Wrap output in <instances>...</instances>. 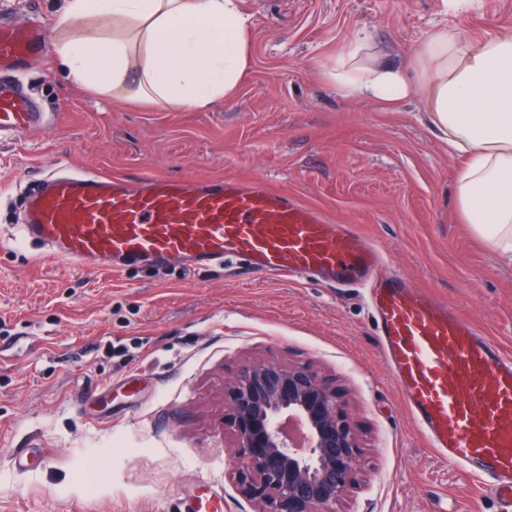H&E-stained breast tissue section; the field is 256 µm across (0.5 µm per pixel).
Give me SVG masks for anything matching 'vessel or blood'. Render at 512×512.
I'll return each instance as SVG.
<instances>
[{
    "label": "vessel or blood",
    "instance_id": "1",
    "mask_svg": "<svg viewBox=\"0 0 512 512\" xmlns=\"http://www.w3.org/2000/svg\"><path fill=\"white\" fill-rule=\"evenodd\" d=\"M48 53L40 20H0V138L44 125L22 76ZM10 235L84 269L242 259L269 275L364 286L384 359L430 448L512 512V352L405 275L381 273L377 247L288 193L230 178L151 175L133 185L60 165L26 188Z\"/></svg>",
    "mask_w": 512,
    "mask_h": 512
}]
</instances>
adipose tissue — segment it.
<instances>
[{
	"instance_id": "ef3b65f1",
	"label": "adipose tissue",
	"mask_w": 512,
	"mask_h": 512,
	"mask_svg": "<svg viewBox=\"0 0 512 512\" xmlns=\"http://www.w3.org/2000/svg\"><path fill=\"white\" fill-rule=\"evenodd\" d=\"M250 29L243 0H65L55 67L122 103L204 109L235 94ZM327 77L348 98L421 97L432 130L460 161L462 223L512 262V27L475 43L434 26L404 68L378 62L356 40Z\"/></svg>"
}]
</instances>
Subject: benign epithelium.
<instances>
[{
  "mask_svg": "<svg viewBox=\"0 0 512 512\" xmlns=\"http://www.w3.org/2000/svg\"><path fill=\"white\" fill-rule=\"evenodd\" d=\"M224 404L254 512H337L352 497L365 445L314 367L246 360L224 386Z\"/></svg>",
  "mask_w": 512,
  "mask_h": 512,
  "instance_id": "7a95c632",
  "label": "benign epithelium"
}]
</instances>
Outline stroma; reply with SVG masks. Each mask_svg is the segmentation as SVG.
Wrapping results in <instances>:
<instances>
[{"mask_svg": "<svg viewBox=\"0 0 512 512\" xmlns=\"http://www.w3.org/2000/svg\"><path fill=\"white\" fill-rule=\"evenodd\" d=\"M252 19L237 94L203 110L117 105L50 61L25 86L50 124L0 141V225L27 179L65 162L139 181L262 179L512 351V265L458 220L457 159L413 97L349 99L326 77L349 41L405 65L431 27L473 41L512 26V0H244ZM245 360L309 363L365 443L343 512H499L412 422L377 344L363 289L273 279L235 262L190 270H89L0 241V512H184L200 495L253 512L238 482L224 385Z\"/></svg>", "mask_w": 512, "mask_h": 512, "instance_id": "obj_1", "label": "stroma"}]
</instances>
